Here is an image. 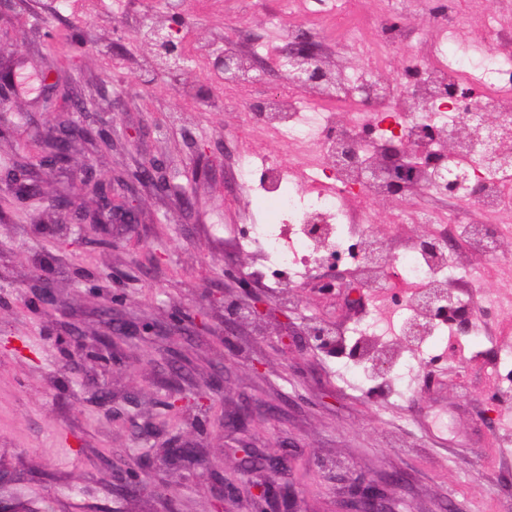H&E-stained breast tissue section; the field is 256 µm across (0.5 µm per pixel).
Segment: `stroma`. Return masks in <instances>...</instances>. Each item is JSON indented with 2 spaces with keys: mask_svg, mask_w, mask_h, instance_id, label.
<instances>
[{
  "mask_svg": "<svg viewBox=\"0 0 512 512\" xmlns=\"http://www.w3.org/2000/svg\"><path fill=\"white\" fill-rule=\"evenodd\" d=\"M0 0V39L16 46L18 72L40 78L55 60L56 38L80 41L65 76L84 98L105 100L114 146L97 152L76 145V165L130 173L141 159H163L174 184L188 195H138L141 224L113 226V246L93 234L78 237L51 213L48 202L73 174L44 176L39 199L18 202L0 195V500L17 512H157L151 488L167 487L172 512H212L210 485L189 470L167 469L160 456L142 457L134 424L153 423L157 443L189 440L222 460L218 477L236 478L237 448L280 444L299 447L319 466V485L296 489L299 512H334L342 495L339 474L365 472L386 479L388 496L402 512H442L455 502L461 512H512V416L491 406L490 376L497 351L512 345V330L488 336L478 330L455 336L451 354L390 342L392 373L400 386L382 389L370 364L326 355L302 345L309 321L344 330L346 343L375 314L378 301L361 290L353 301L325 296L311 286L279 289L262 276L254 253L235 243L237 226L252 215L278 222L276 204L246 192L236 180V152L251 101L280 85L284 74L261 62L265 76L249 91L213 86L207 103L194 92L203 82L202 54L226 35L254 43L265 37L280 0H186L182 31L194 66L179 79L155 73L138 35L147 0ZM39 90L17 91L9 114L13 131L0 136V172L35 147L24 124ZM203 168L186 184V165ZM376 205V236L384 249L432 234L430 224L390 229L392 211L421 206ZM233 264L250 291L225 278ZM40 274L60 288L82 330L102 332V308L124 298L131 317L158 325L180 311L203 305L211 334L184 350L191 382L217 388L207 406L172 413L159 404L173 375L160 338L122 346L120 366H105L90 351L74 353L64 341L62 318L49 316L32 298L29 283ZM269 299L276 315L225 327V301ZM295 335L294 346L279 342ZM113 393L109 405L100 386ZM263 411L260 426L222 429L225 412L245 403ZM132 469L148 493L127 501L112 492L108 465ZM403 474L405 483L387 477Z\"/></svg>",
  "mask_w": 512,
  "mask_h": 512,
  "instance_id": "35a3bbf8",
  "label": "stroma"
}]
</instances>
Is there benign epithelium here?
I'll return each mask as SVG.
<instances>
[{
  "label": "benign epithelium",
  "instance_id": "1",
  "mask_svg": "<svg viewBox=\"0 0 512 512\" xmlns=\"http://www.w3.org/2000/svg\"><path fill=\"white\" fill-rule=\"evenodd\" d=\"M187 24L185 13L164 2L163 19H149L145 23L143 37L157 65L170 72L184 71L190 58L186 50L181 32ZM288 59V76L299 86L313 87L329 77L325 59L320 56L311 43L303 40L294 42L286 51ZM208 67L224 84L237 83L255 78L251 68L244 63L243 57L229 47H211L207 56ZM14 74L10 64L0 65V101H8L14 93ZM88 108L86 99L77 97L63 87L59 78L46 84L43 89L41 108L32 113L36 125L42 132V157L44 165L33 176L27 191L20 190L19 185L25 180L21 169L14 167L18 179L0 176V185H5L8 192L17 200L23 202L38 194L40 185L38 179L42 174H51L68 170L73 163V147L77 142H90L98 147L109 146L112 135L100 127L99 122L87 119ZM467 122L477 124L489 136L500 125V119L491 113H467ZM512 156V144L500 142L487 155L482 163L492 166L496 162ZM414 164L409 150L399 144L390 145L384 154L363 171V177L368 181H383L395 198H406L412 194V174ZM440 176L448 183V194L454 195L466 192L472 198L482 193V184L472 175L461 169L442 168ZM110 174L106 172H85L79 182L80 192L91 194L96 198V209L83 213L76 206L79 192L63 191L51 199V207L62 213L76 217L77 234H82L84 226L92 224L104 230L113 224L133 226L141 223V214L136 205L135 197L142 189H152L157 194L169 192L171 185L164 171V164L156 158H147L141 162L135 172L121 179L122 193L107 192L106 186ZM457 296L453 286L446 284L430 290L422 297L419 306L424 310L425 320L412 318L406 326L404 339L411 345H416L427 331V320L438 311L455 303ZM36 302L43 310L63 311L56 291L51 283L43 276L36 280ZM109 315L108 332L93 339V345L98 347V357L105 365H116L122 361L121 344L132 338L144 336L143 326L128 317L117 302L107 307ZM208 312L201 307L184 319L155 329L154 335L161 337L174 348L172 341L179 338L185 342L192 335L200 336L211 333L207 321ZM310 348L321 352H331L338 338L330 335L329 324L310 323L307 329ZM210 399V390L194 388L188 390L179 382L171 383L161 403L169 411H178L192 404H204ZM254 410L249 405L237 408L233 413L224 416L222 425L226 429L244 430L252 420ZM162 456L170 463L182 464L196 471L200 481L209 479L216 470L218 463L207 451L188 442L171 443L161 448ZM295 452H277L268 449L248 448L238 459L239 477L233 481L224 482L223 486L214 493L213 512H234V504L245 498L251 504L250 512H293L295 497L293 490H288V510L278 508L280 488L278 480L291 472ZM112 486L118 488L120 495L127 498L138 497L145 485L137 478L126 473L117 474L110 470ZM347 485V495L337 503L336 512H398L397 503L390 499L382 486V482L365 473L343 475L336 477Z\"/></svg>",
  "mask_w": 512,
  "mask_h": 512
}]
</instances>
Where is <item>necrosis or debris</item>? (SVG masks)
<instances>
[{"label": "necrosis or debris", "instance_id": "1", "mask_svg": "<svg viewBox=\"0 0 512 512\" xmlns=\"http://www.w3.org/2000/svg\"><path fill=\"white\" fill-rule=\"evenodd\" d=\"M359 2L322 0L324 16L335 23L346 53L360 60L352 69L337 64L335 96L323 105L309 104L305 88L287 80L265 102L264 124L307 153L305 169L271 162L256 143L241 148L240 186L274 200L288 221L269 224L252 218L237 239L241 249L259 252L292 287L310 279L318 254H346L353 269L366 272L365 287L387 299L384 319L365 330L381 336L396 319L414 311V284L463 279L475 287L491 266L502 276L512 275V251L500 245L501 225L512 223V166L495 171L482 167L488 144L480 131H472L468 142L455 148L442 137L461 125L467 106L512 119V8L491 11L487 0H453L449 19L430 18L426 29L416 31L407 24L409 0H387L370 35L356 21ZM452 45L457 55H449ZM402 48L409 54L397 77L383 80L391 52ZM398 130L407 132L410 147L421 157L414 175L416 192L445 195L435 168L441 162L475 172L483 193L464 210L451 204L439 211L395 212L396 224L420 219L457 228L459 255L405 250L391 255L380 273L371 268L365 245L373 236L372 203L387 189L380 182L359 183L358 166L383 153ZM351 138L358 142L355 166L336 158L339 143ZM314 224L320 227L315 236L309 231Z\"/></svg>", "mask_w": 512, "mask_h": 512}]
</instances>
